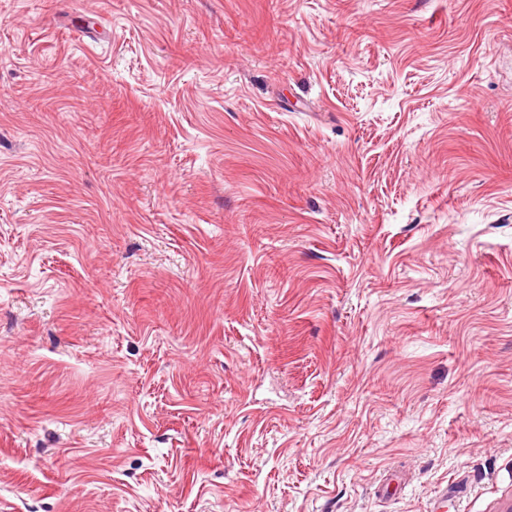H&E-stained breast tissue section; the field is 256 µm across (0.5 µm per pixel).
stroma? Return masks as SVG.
Instances as JSON below:
<instances>
[{"label": "stroma", "mask_w": 512, "mask_h": 512, "mask_svg": "<svg viewBox=\"0 0 512 512\" xmlns=\"http://www.w3.org/2000/svg\"><path fill=\"white\" fill-rule=\"evenodd\" d=\"M512 0H0V512H505Z\"/></svg>", "instance_id": "1"}]
</instances>
